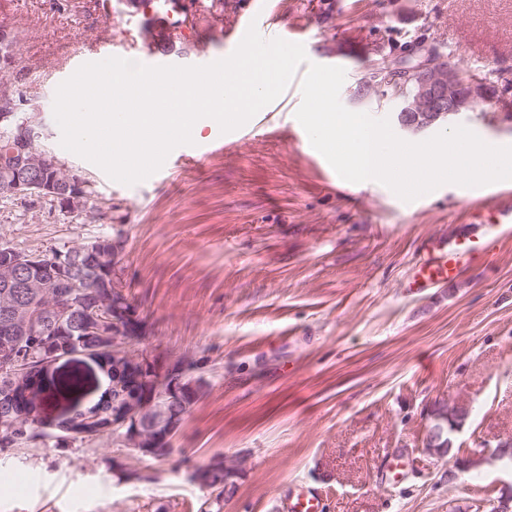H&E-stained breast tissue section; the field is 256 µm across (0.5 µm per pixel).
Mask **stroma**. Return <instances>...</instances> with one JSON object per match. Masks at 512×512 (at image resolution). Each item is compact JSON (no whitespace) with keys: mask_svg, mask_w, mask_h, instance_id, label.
<instances>
[{"mask_svg":"<svg viewBox=\"0 0 512 512\" xmlns=\"http://www.w3.org/2000/svg\"><path fill=\"white\" fill-rule=\"evenodd\" d=\"M278 26L301 29L311 62L346 72L349 110L394 117L379 92L357 95L380 58L405 42L434 45L459 68L512 83V0H273ZM235 20L200 49H148L142 15L57 9L53 0H0L38 146L91 191L85 209L0 198V247L48 251L95 237L121 240V279L147 326V348L198 362L207 386L165 459L112 465L117 436L68 448L0 451V512H199L192 471L214 455L242 461L222 512H272L275 496L315 485L324 512H474L512 494V468L493 452L512 438V228L490 205L512 186L472 192L450 184L402 201L378 182L343 180L306 144L302 95L267 105L200 162L169 154L126 186L61 147L53 104L68 79V45L108 38L112 54L190 66L236 48ZM481 139L512 143V92L463 113ZM498 236L494 254L421 292L404 282L430 241ZM468 415L451 456L424 435L440 406ZM407 463L391 484L392 450ZM468 480L448 476L449 458Z\"/></svg>","mask_w":512,"mask_h":512,"instance_id":"35a3bbf8","label":"stroma"}]
</instances>
